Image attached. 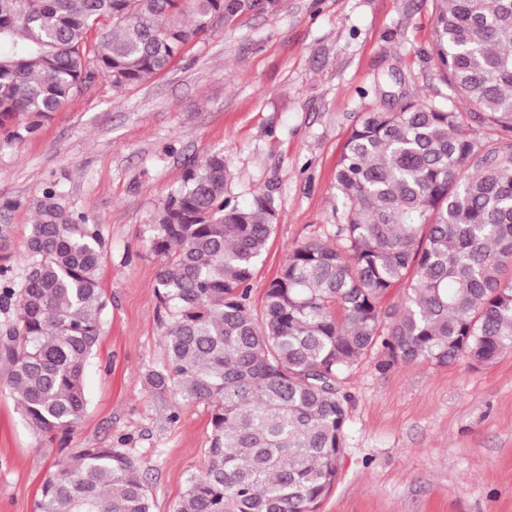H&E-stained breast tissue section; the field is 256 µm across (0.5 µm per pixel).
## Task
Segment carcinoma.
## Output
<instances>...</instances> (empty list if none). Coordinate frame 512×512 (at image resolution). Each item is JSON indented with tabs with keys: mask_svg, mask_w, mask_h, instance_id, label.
Returning <instances> with one entry per match:
<instances>
[{
	"mask_svg": "<svg viewBox=\"0 0 512 512\" xmlns=\"http://www.w3.org/2000/svg\"><path fill=\"white\" fill-rule=\"evenodd\" d=\"M279 0H0V128L29 133L104 75L120 92L163 72L215 19ZM432 53L469 112L408 99L364 113L336 170V241L293 247L251 304L253 272L277 212L261 192L226 196L224 154L189 170L153 224L155 293L167 359L145 380L177 403H205L204 468L178 512H316L335 485L348 406L338 384L375 349L383 366L512 351V0H434ZM503 144L484 151L469 127ZM15 286L0 271V364L31 428L66 437L86 409L83 378L101 335L98 226L44 189ZM402 289L397 304L380 302ZM140 464L81 448L44 482L35 512H151Z\"/></svg>",
	"mask_w": 512,
	"mask_h": 512,
	"instance_id": "1",
	"label": "carcinoma"
}]
</instances>
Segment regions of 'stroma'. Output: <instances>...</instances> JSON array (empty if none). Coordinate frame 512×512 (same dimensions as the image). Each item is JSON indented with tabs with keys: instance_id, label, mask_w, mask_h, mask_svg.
I'll list each match as a JSON object with an SVG mask.
<instances>
[{
	"instance_id": "35a3bbf8",
	"label": "stroma",
	"mask_w": 512,
	"mask_h": 512,
	"mask_svg": "<svg viewBox=\"0 0 512 512\" xmlns=\"http://www.w3.org/2000/svg\"><path fill=\"white\" fill-rule=\"evenodd\" d=\"M433 0H281L215 21L149 81L96 78L34 133L0 129V267L25 270L34 205L48 186L98 225L103 328L84 375L86 411L64 443L40 438L0 378V512H34L45 480L81 448L128 450L152 512H177L207 460L210 411L174 408L144 374L166 357L155 296L154 218L194 165L223 152L228 195L269 194L277 222L257 264L254 308L290 249L333 240L336 168L365 112L449 100L430 45ZM371 351L340 380L348 399L338 480L318 512H512V351L478 370L381 368Z\"/></svg>"
}]
</instances>
